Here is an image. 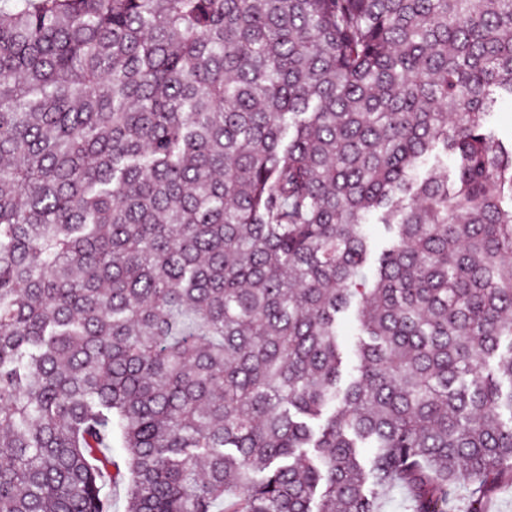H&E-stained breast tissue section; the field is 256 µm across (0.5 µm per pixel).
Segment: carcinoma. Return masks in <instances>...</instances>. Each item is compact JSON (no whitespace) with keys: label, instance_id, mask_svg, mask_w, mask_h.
Masks as SVG:
<instances>
[{"label":"carcinoma","instance_id":"obj_1","mask_svg":"<svg viewBox=\"0 0 512 512\" xmlns=\"http://www.w3.org/2000/svg\"><path fill=\"white\" fill-rule=\"evenodd\" d=\"M505 98L512 0H0V512H482Z\"/></svg>","mask_w":512,"mask_h":512}]
</instances>
